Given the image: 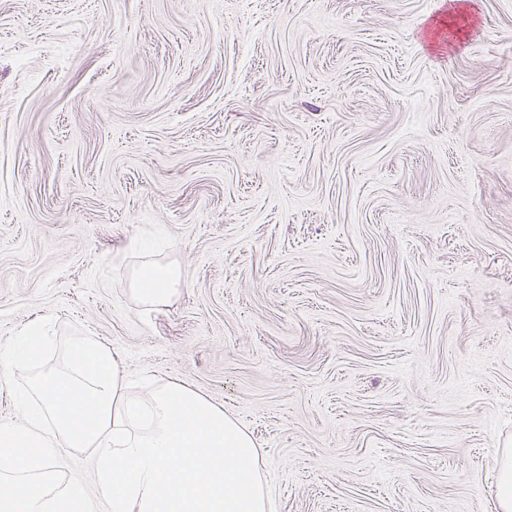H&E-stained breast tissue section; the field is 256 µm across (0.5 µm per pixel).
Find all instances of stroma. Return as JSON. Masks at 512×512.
<instances>
[{
    "label": "stroma",
    "mask_w": 512,
    "mask_h": 512,
    "mask_svg": "<svg viewBox=\"0 0 512 512\" xmlns=\"http://www.w3.org/2000/svg\"><path fill=\"white\" fill-rule=\"evenodd\" d=\"M35 325L0 423L88 336L223 407L276 512H498L512 0H0V345ZM181 286L180 273L175 266L157 264L134 275L129 290L143 304L155 306L169 301Z\"/></svg>",
    "instance_id": "1"
}]
</instances>
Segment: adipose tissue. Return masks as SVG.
Here are the masks:
<instances>
[{
    "label": "adipose tissue",
    "mask_w": 512,
    "mask_h": 512,
    "mask_svg": "<svg viewBox=\"0 0 512 512\" xmlns=\"http://www.w3.org/2000/svg\"><path fill=\"white\" fill-rule=\"evenodd\" d=\"M181 286L170 264L130 281L150 306ZM128 384L111 348L71 339L64 370L34 380L24 420L0 426V512H87L80 484L54 496L49 486L70 449L89 446L108 512H269L260 451L223 408L170 383L131 399Z\"/></svg>",
    "instance_id": "obj_1"
}]
</instances>
